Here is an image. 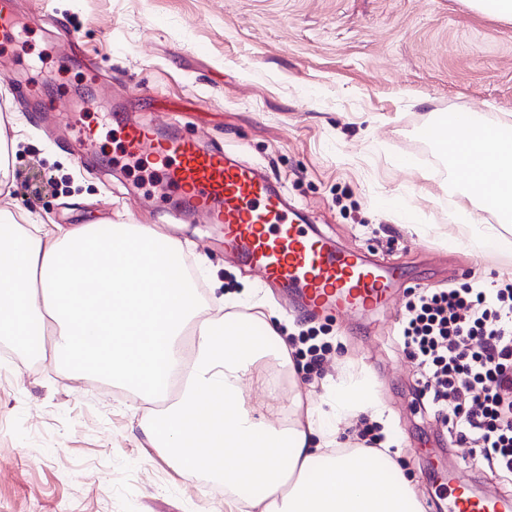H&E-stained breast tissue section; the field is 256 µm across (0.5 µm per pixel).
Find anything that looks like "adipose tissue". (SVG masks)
<instances>
[{
    "label": "adipose tissue",
    "instance_id": "1",
    "mask_svg": "<svg viewBox=\"0 0 512 512\" xmlns=\"http://www.w3.org/2000/svg\"><path fill=\"white\" fill-rule=\"evenodd\" d=\"M454 146V164L466 188L459 210L479 201L500 214L484 245H500L512 218V143L493 138L472 121L464 134L440 140ZM182 242L140 224L119 238L99 227L21 224L0 212V335L25 341L32 330L54 325L53 350L74 373L119 378L151 396L179 385V399L157 410L141 429L162 437L183 473L192 477L202 458L233 490L237 512H420L408 480H385L376 451L346 448L342 436L354 419H379L383 408L355 365L340 360L320 397L291 383L288 418L254 419L242 385L256 363L273 355L292 367L280 339L281 318L264 301L248 303L244 329L225 333L224 318L206 316L190 301V288L169 274L167 254ZM264 328L251 335L249 325ZM194 336L192 361L183 337Z\"/></svg>",
    "mask_w": 512,
    "mask_h": 512
}]
</instances>
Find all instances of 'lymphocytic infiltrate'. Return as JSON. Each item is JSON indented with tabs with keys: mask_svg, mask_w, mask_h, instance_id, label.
Listing matches in <instances>:
<instances>
[{
	"mask_svg": "<svg viewBox=\"0 0 512 512\" xmlns=\"http://www.w3.org/2000/svg\"><path fill=\"white\" fill-rule=\"evenodd\" d=\"M408 296L399 340L420 370V395L449 433L512 473V278Z\"/></svg>",
	"mask_w": 512,
	"mask_h": 512,
	"instance_id": "1",
	"label": "lymphocytic infiltrate"
}]
</instances>
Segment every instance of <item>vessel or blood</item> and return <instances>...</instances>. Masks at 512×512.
Listing matches in <instances>:
<instances>
[{"label":"vessel or blood","mask_w":512,"mask_h":512,"mask_svg":"<svg viewBox=\"0 0 512 512\" xmlns=\"http://www.w3.org/2000/svg\"><path fill=\"white\" fill-rule=\"evenodd\" d=\"M24 27L15 0H0V43H12ZM106 110L122 120L120 158L143 177L148 194L170 202L180 223L223 225L225 250L294 295L304 311L342 317L390 305L402 269L382 267L310 231L305 213L256 168L220 146L185 137L176 123L123 121V96L110 97ZM470 124V115L460 112L423 126L418 136L430 143ZM448 490V512H512L511 497L486 499L466 480Z\"/></svg>","instance_id":"vessel-or-blood-1"}]
</instances>
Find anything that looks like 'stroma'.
<instances>
[{
	"instance_id": "1",
	"label": "stroma",
	"mask_w": 512,
	"mask_h": 512,
	"mask_svg": "<svg viewBox=\"0 0 512 512\" xmlns=\"http://www.w3.org/2000/svg\"><path fill=\"white\" fill-rule=\"evenodd\" d=\"M22 17L74 34L100 85L71 47L31 28L5 61L23 55L51 73L42 95L124 93L138 117H176L183 133L260 167L325 236L406 272L391 308L336 320L296 310L224 250L219 226L160 224L133 174L112 162L121 139L89 103L92 154L77 164L68 145L39 127L27 98L0 71V132L12 187L0 207L46 224H160L191 263H204L199 300L212 292L263 298L284 318V336L315 332L326 351L304 382L350 358L369 370L386 406L390 446L420 503L444 501L442 479L460 473L476 492L512 493V474L489 468L413 403L415 365L398 342L407 288H450L466 273L489 288L512 277V252L482 250L448 215L452 163L417 131L438 114L478 113L512 127V22L470 0H17ZM0 512H233L222 477L181 475L142 434L151 406L123 381L75 377L53 356L0 335Z\"/></svg>"
}]
</instances>
